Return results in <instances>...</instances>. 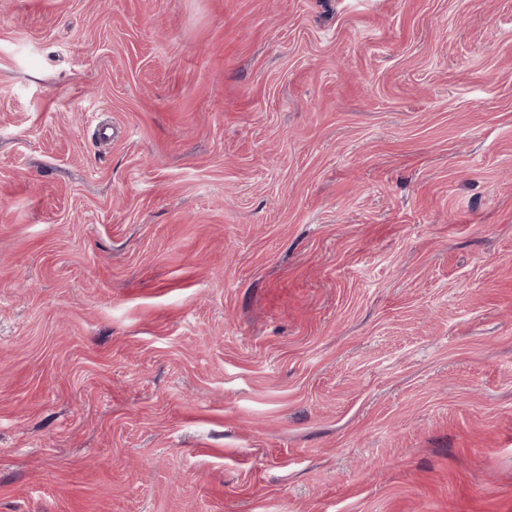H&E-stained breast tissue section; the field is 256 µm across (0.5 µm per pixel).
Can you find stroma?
Returning <instances> with one entry per match:
<instances>
[{"label":"stroma","mask_w":512,"mask_h":512,"mask_svg":"<svg viewBox=\"0 0 512 512\" xmlns=\"http://www.w3.org/2000/svg\"><path fill=\"white\" fill-rule=\"evenodd\" d=\"M0 512H512V0H0Z\"/></svg>","instance_id":"1"}]
</instances>
